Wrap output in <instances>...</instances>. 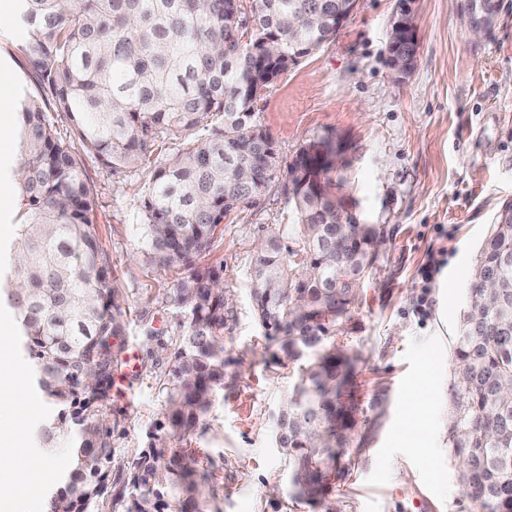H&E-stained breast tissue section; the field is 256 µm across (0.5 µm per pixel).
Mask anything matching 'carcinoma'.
Listing matches in <instances>:
<instances>
[{"label":"carcinoma","mask_w":512,"mask_h":512,"mask_svg":"<svg viewBox=\"0 0 512 512\" xmlns=\"http://www.w3.org/2000/svg\"><path fill=\"white\" fill-rule=\"evenodd\" d=\"M30 38L19 48L39 90L20 101L18 202L23 221L0 242V304L13 309L21 350L51 410L49 446L73 439V463L46 512H222L196 479L197 450L173 448L224 395V330L232 299L200 262L233 209L251 206L282 161L255 106L276 79L336 35L343 0H19ZM64 114L59 136L45 108ZM179 144L167 158L159 143ZM112 172L145 171L144 248L176 272L170 305L181 334L164 346L173 367L159 386L164 420L129 455L112 448L103 416L123 364V311L93 228L96 206L80 151ZM336 146H302L286 167L293 223L267 231L251 264L264 336L298 364L281 412L280 447L298 495L316 497L336 475V428L351 361L328 344L356 285L375 261L376 234L336 251L350 218L336 211ZM454 347L459 393L448 447L459 481L487 512H512V203L497 213L473 265Z\"/></svg>","instance_id":"1"}]
</instances>
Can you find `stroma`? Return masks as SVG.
<instances>
[{"label":"stroma","mask_w":512,"mask_h":512,"mask_svg":"<svg viewBox=\"0 0 512 512\" xmlns=\"http://www.w3.org/2000/svg\"><path fill=\"white\" fill-rule=\"evenodd\" d=\"M397 3L359 0L335 39L290 67L256 104L283 161L322 138L341 145L339 193L378 239L376 259L335 332L353 359L348 390L357 411L336 478L317 501L288 494L277 419L298 375L287 357H274L249 292L258 239L291 216L278 182L257 204L230 212L202 258L221 269L235 302L224 331L231 360L224 397L190 438L200 459L213 464L222 512H482L458 480L448 411L458 393L453 349L470 272L496 213L512 201V0L479 39L468 33L459 0H416L417 63L402 82L392 77L388 53ZM27 38L22 22L0 26V80L14 112L23 92L36 90L14 60ZM83 164L96 199L94 230L127 324L124 348L136 355L135 372L116 378L104 406L116 425L113 447L130 451L143 447L163 413L157 384L172 360L144 338L151 330L163 341L175 338L178 321L167 300L176 275L155 272L138 253L144 172L112 176L90 153ZM442 250L448 262L423 317L419 273ZM11 351L19 396L33 405L17 439L16 509L43 512L49 489L37 479L39 462L70 461L72 442H37L50 406L19 344Z\"/></svg>","instance_id":"1"}]
</instances>
